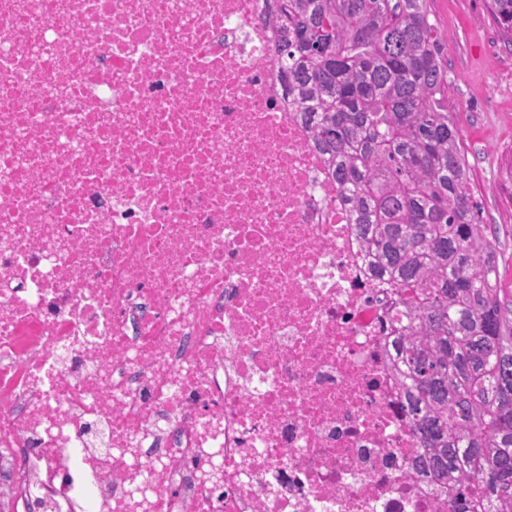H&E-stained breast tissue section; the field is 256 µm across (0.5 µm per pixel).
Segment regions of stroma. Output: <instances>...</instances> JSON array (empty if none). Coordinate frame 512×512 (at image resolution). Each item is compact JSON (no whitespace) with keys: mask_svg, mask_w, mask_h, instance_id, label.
I'll use <instances>...</instances> for the list:
<instances>
[{"mask_svg":"<svg viewBox=\"0 0 512 512\" xmlns=\"http://www.w3.org/2000/svg\"><path fill=\"white\" fill-rule=\"evenodd\" d=\"M427 8L445 48L448 109L479 221L499 231L500 284L512 289V44L485 0H428Z\"/></svg>","mask_w":512,"mask_h":512,"instance_id":"obj_1","label":"stroma"}]
</instances>
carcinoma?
<instances>
[{"label":"carcinoma","mask_w":512,"mask_h":512,"mask_svg":"<svg viewBox=\"0 0 512 512\" xmlns=\"http://www.w3.org/2000/svg\"><path fill=\"white\" fill-rule=\"evenodd\" d=\"M512 38V0H488ZM274 57L330 159L450 512H512V294L479 223L427 0H278Z\"/></svg>","instance_id":"cac0c4a2"}]
</instances>
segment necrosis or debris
I'll list each match as a JSON object with an SVG mask.
<instances>
[{
	"mask_svg": "<svg viewBox=\"0 0 512 512\" xmlns=\"http://www.w3.org/2000/svg\"><path fill=\"white\" fill-rule=\"evenodd\" d=\"M276 9L0 0V512H448Z\"/></svg>",
	"mask_w": 512,
	"mask_h": 512,
	"instance_id": "necrosis-or-debris-1",
	"label": "necrosis or debris"
}]
</instances>
